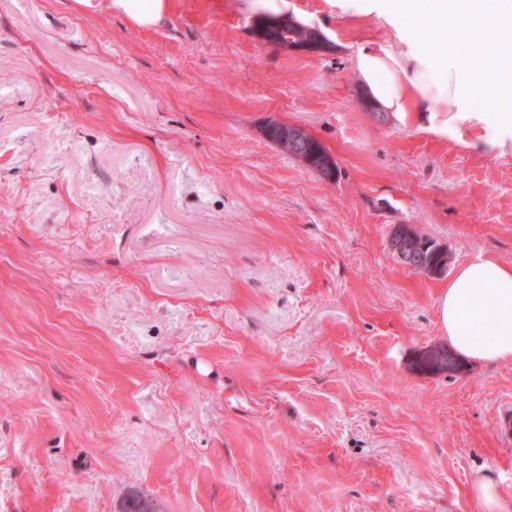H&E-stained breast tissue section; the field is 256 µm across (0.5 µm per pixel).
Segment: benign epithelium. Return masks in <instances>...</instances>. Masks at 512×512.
<instances>
[{
  "label": "benign epithelium",
  "mask_w": 512,
  "mask_h": 512,
  "mask_svg": "<svg viewBox=\"0 0 512 512\" xmlns=\"http://www.w3.org/2000/svg\"><path fill=\"white\" fill-rule=\"evenodd\" d=\"M290 29L295 31L293 39L279 42V47L288 52L320 55L332 48L331 42L319 30L304 25L291 16L264 20L259 18L253 21L251 27L254 38L262 43L268 42L269 36ZM261 133L267 140L273 135L276 136L290 155L315 170L322 178L336 180L335 158L304 127L271 119L261 127ZM416 236L417 228L413 224L395 226L390 235L391 250L400 262L412 270L426 276L444 275L450 264L446 248L437 245L435 252L416 256ZM425 362L436 372L453 369V360L448 358V350L445 348H434L426 356Z\"/></svg>",
  "instance_id": "1"
}]
</instances>
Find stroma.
I'll list each match as a JSON object with an SVG mask.
<instances>
[{"instance_id":"obj_1","label":"stroma","mask_w":512,"mask_h":512,"mask_svg":"<svg viewBox=\"0 0 512 512\" xmlns=\"http://www.w3.org/2000/svg\"><path fill=\"white\" fill-rule=\"evenodd\" d=\"M323 55L256 41L244 0H0V512H480L512 500V361L427 372L447 277L414 224L512 265V154L366 108L374 23L290 0ZM304 126L325 181L262 137ZM204 360L210 375L188 367ZM171 0H110L112 11L141 28H151L170 10ZM418 229L413 224H399L395 226L390 235V247L396 257L406 267L426 276L444 275L450 264V256L446 248L435 245V253L423 256L426 246L419 247L416 242ZM419 248L421 253L414 255V249ZM448 255V258H447ZM495 429L499 439L511 444L512 439V402L511 400L498 406L495 416ZM471 495L480 506L481 512H510L512 504L506 499L498 484L488 477H480L474 481Z\"/></svg>"}]
</instances>
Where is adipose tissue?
<instances>
[{
	"instance_id": "adipose-tissue-1",
	"label": "adipose tissue",
	"mask_w": 512,
	"mask_h": 512,
	"mask_svg": "<svg viewBox=\"0 0 512 512\" xmlns=\"http://www.w3.org/2000/svg\"><path fill=\"white\" fill-rule=\"evenodd\" d=\"M337 18L372 20L385 40L363 39L352 66L367 99L400 124L472 152L512 153V0H326ZM141 28L171 0H110ZM484 36L470 44L468 32ZM438 41L428 51L422 36ZM452 348L484 364L512 360V265L480 256L461 265L438 301Z\"/></svg>"
}]
</instances>
